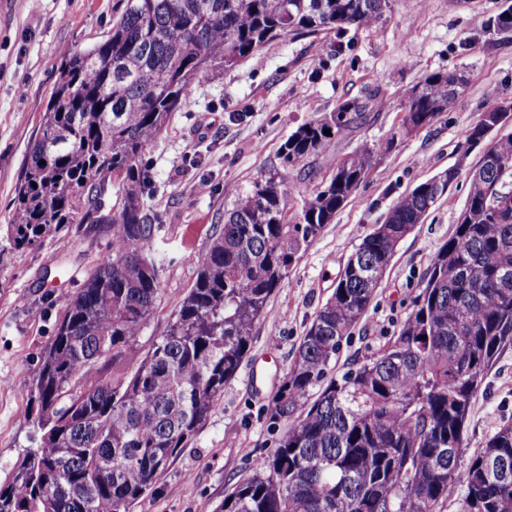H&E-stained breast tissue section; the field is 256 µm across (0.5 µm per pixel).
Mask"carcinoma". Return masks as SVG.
<instances>
[{
	"label": "carcinoma",
	"instance_id": "carcinoma-1",
	"mask_svg": "<svg viewBox=\"0 0 512 512\" xmlns=\"http://www.w3.org/2000/svg\"><path fill=\"white\" fill-rule=\"evenodd\" d=\"M388 8L389 0H123L102 42L64 52L11 200L8 237L28 249L70 224H110L112 246L56 324L31 394L39 444L0 484V512H130L220 403L271 295L375 158L407 138V126H432L464 92L461 71L424 76L403 95L404 115L386 142L364 144L321 177L312 160L369 122L379 89L298 127L278 166L224 212L166 333L137 352L161 291L147 149L172 112L196 82L271 41L368 26ZM489 28L512 31V7ZM497 112L496 104L482 109L469 146L485 141ZM489 158L512 164V128L487 142L455 233L398 331L328 379L397 245L457 173L401 195L365 233L267 408L271 424L288 429L221 512H440L458 485L462 512H512V425L461 465L473 399L512 348V208H493L505 189Z\"/></svg>",
	"mask_w": 512,
	"mask_h": 512
}]
</instances>
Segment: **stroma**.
<instances>
[{
    "label": "stroma",
    "instance_id": "stroma-1",
    "mask_svg": "<svg viewBox=\"0 0 512 512\" xmlns=\"http://www.w3.org/2000/svg\"><path fill=\"white\" fill-rule=\"evenodd\" d=\"M507 0H392L368 27L288 36L259 55L201 81L148 148L158 188L147 205L158 217L151 242L161 285L156 312L135 346L147 352L165 334L195 280L224 212L278 162L297 127L378 86L383 105L362 129L316 159L328 170L362 143H382L402 118V93L426 74L464 70L468 86L431 126L395 144L371 168L332 224L307 248L254 326L249 353L188 448L131 512H220L225 496L276 446L266 410L294 363L302 336L333 291L367 229L396 199L439 172L458 177L399 243L364 317L344 339L334 375L378 352L406 318L429 261L453 234L468 194L467 175L483 148L463 149L487 100L512 99V34L490 32ZM119 0H0V482L35 447L31 391L67 303L112 243L108 224H74L33 249L4 237L9 202L26 167L66 49L105 39ZM512 424V349L496 360L474 399L466 456Z\"/></svg>",
    "mask_w": 512,
    "mask_h": 512
}]
</instances>
